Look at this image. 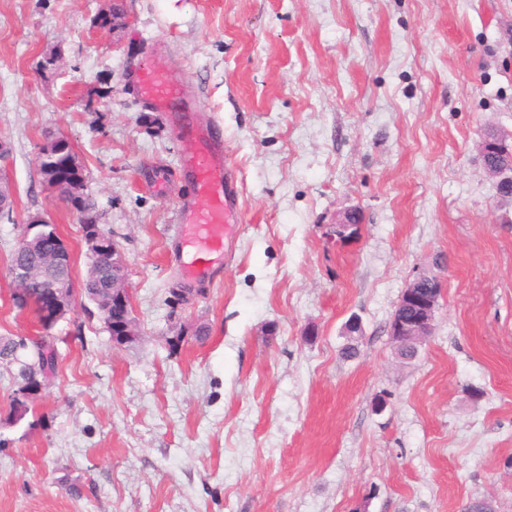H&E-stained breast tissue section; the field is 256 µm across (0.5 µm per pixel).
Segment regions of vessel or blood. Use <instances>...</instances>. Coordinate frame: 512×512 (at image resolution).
Instances as JSON below:
<instances>
[{
  "mask_svg": "<svg viewBox=\"0 0 512 512\" xmlns=\"http://www.w3.org/2000/svg\"><path fill=\"white\" fill-rule=\"evenodd\" d=\"M133 89L155 111L180 112L185 107L182 86L149 66L136 71ZM179 133L186 144L182 175L191 186L176 210L179 267L187 279L202 281L223 264L227 231L239 218L237 175L226 159L218 126L185 124Z\"/></svg>",
  "mask_w": 512,
  "mask_h": 512,
  "instance_id": "1",
  "label": "vessel or blood"
}]
</instances>
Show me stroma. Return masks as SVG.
Wrapping results in <instances>:
<instances>
[{
	"instance_id": "35a3bbf8",
	"label": "stroma",
	"mask_w": 512,
	"mask_h": 512,
	"mask_svg": "<svg viewBox=\"0 0 512 512\" xmlns=\"http://www.w3.org/2000/svg\"><path fill=\"white\" fill-rule=\"evenodd\" d=\"M143 64L186 83L184 121L220 125L238 171L208 282L177 269L183 144L133 95ZM489 129L512 135V0H0V336L39 332L9 274L29 216L75 282L90 266L43 184L52 135L140 332L113 345L76 298L51 385L11 425L0 365V512H512V199L478 159ZM352 210L358 236L331 240ZM421 275L443 292L408 361L388 326ZM53 248L49 250L45 257L47 266L64 267L72 269V257L68 244L58 236L53 243Z\"/></svg>"
}]
</instances>
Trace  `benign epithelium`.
<instances>
[{
    "label": "benign epithelium",
    "instance_id": "benign-epithelium-1",
    "mask_svg": "<svg viewBox=\"0 0 512 512\" xmlns=\"http://www.w3.org/2000/svg\"><path fill=\"white\" fill-rule=\"evenodd\" d=\"M484 169L497 179L500 193L512 197V147L498 136L486 134L479 145ZM80 162L70 141L63 136L48 138L41 147L39 167L46 186L56 192L62 201L80 214L82 237L89 252L103 259L98 277L105 288L106 299L100 308L102 317L112 330V338L127 339L137 335L130 308V292L127 282L126 263L115 240L103 233L96 218L83 202L82 189L76 181ZM48 221L40 215L28 218L24 234L19 240L22 252L30 251L46 238ZM360 222L351 213L344 220L332 225L329 236L338 242L348 240L358 234ZM48 266L72 268V257L68 244L57 238L53 248L45 257ZM10 276L19 288L27 287L36 276V269L14 267ZM437 279L422 275L413 280L404 290L397 305L417 308L413 319H406L398 311L394 312L389 324V335L397 345V354L403 359H412L418 354L422 340L432 334L435 311L439 306L441 290ZM75 290L74 283L49 282L36 300L43 322L54 324L65 316L62 297L66 290Z\"/></svg>",
    "mask_w": 512,
    "mask_h": 512
}]
</instances>
